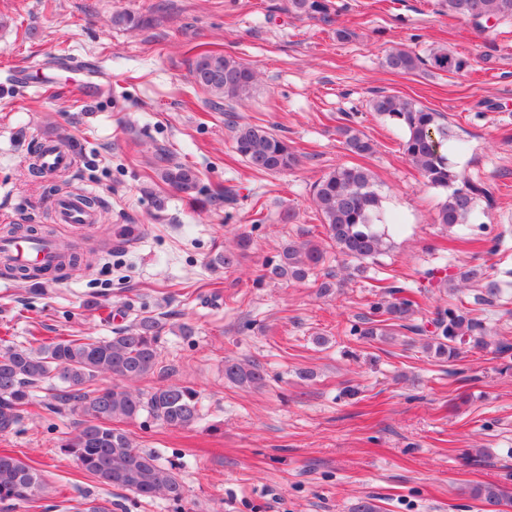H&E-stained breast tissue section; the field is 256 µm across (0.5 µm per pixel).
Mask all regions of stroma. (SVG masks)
Masks as SVG:
<instances>
[{"mask_svg":"<svg viewBox=\"0 0 512 512\" xmlns=\"http://www.w3.org/2000/svg\"><path fill=\"white\" fill-rule=\"evenodd\" d=\"M331 4L325 24L289 17L285 0H0V234L43 225L93 257L90 268L24 283L0 266V340L102 337L152 316L165 373L138 389L183 384L201 405L187 428L146 414L119 423L175 465L186 488L179 505L102 486L63 455L62 439L86 418L70 403L47 419L31 409L0 436V452L49 484L37 501L0 512H58L86 495L111 500L112 512H355L363 502L375 512H483L474 487L512 493V21L482 32L440 12L438 0ZM119 12L149 23L113 26ZM343 26L346 41L335 34ZM396 46L423 56L445 47L470 65L394 73L384 58ZM206 49L256 68L247 98L211 107L189 68ZM380 93L440 113L467 140L455 163L494 196L477 223L436 224L445 192L425 186L402 132L371 111ZM235 123L287 140L298 168L251 170L234 152ZM345 123L373 140L367 158L346 149ZM59 133L78 150L76 168L33 171L39 141ZM159 147L196 170L197 201L161 180ZM358 162L396 225L360 277L344 269L313 206L323 175ZM227 186L234 201L213 200ZM68 192L100 197L101 219L56 223L51 202ZM287 211L296 217L286 224ZM241 235L251 243L239 264H217ZM303 240L325 249L322 272L342 281L333 293L264 278L282 244ZM474 265L506 280L500 301L481 305L475 287L425 282L412 321L464 303L489 328L485 347L461 345L447 361L396 325L385 336L351 334L383 302L378 280L429 268L457 280ZM228 358L262 364L265 387L228 381Z\"/></svg>","mask_w":512,"mask_h":512,"instance_id":"stroma-1","label":"stroma"}]
</instances>
